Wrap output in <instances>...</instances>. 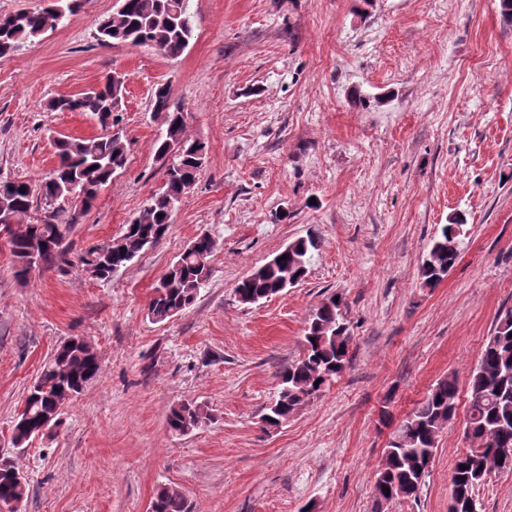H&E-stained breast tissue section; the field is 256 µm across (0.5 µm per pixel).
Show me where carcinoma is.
Returning a JSON list of instances; mask_svg holds the SVG:
<instances>
[{"mask_svg":"<svg viewBox=\"0 0 512 512\" xmlns=\"http://www.w3.org/2000/svg\"><path fill=\"white\" fill-rule=\"evenodd\" d=\"M79 6L80 0H44L41 7L0 18V58L43 34L51 21L62 24ZM193 33L189 0H121L120 9L100 23L97 37L104 45H147L166 56L177 57L187 49ZM171 96V86L161 83L151 98L152 111L166 126L165 134L157 140V153L162 158L172 157L164 172L165 182L118 240L94 246L79 257L84 270L95 279L111 278L167 233L172 213L194 186L205 163L206 145L183 136L184 115L172 108ZM121 101L122 85L109 78L99 90L61 98L50 109L91 112L104 127L112 128L118 125ZM55 148L58 161L46 178L38 182L0 181L5 203L18 224L14 230L7 229L6 234L11 236V252L17 262L15 275L21 280L32 270L28 258L34 252L39 257V268L67 262L65 240L76 223L75 216L55 208L41 221L30 223L34 199L40 197L50 206L73 196L88 208L100 188L127 162L128 143L119 132L88 140L61 139ZM464 234L465 221L459 217L441 227L419 268L424 285L435 287L456 265ZM318 247L319 238L312 233L290 242L238 283L235 293L239 302L254 304L281 293L287 284L296 285L307 274L312 252ZM215 250L216 243L206 232L189 241L153 289L147 305L151 320L163 322L194 302L211 276ZM343 307V298L331 296L307 321L304 354L281 371L277 398L264 414L268 425L277 426L288 419L345 368L350 336ZM99 371L97 353L91 352L87 343L78 336L64 341L43 364L30 387L13 422L12 444L17 448L26 446L38 436L47 419L58 422L65 407ZM468 388L466 437L470 446L455 460L452 484L456 486V498L448 512H479L476 487L485 480L497 457L512 458V308L497 316L468 379ZM457 393L454 377L438 380L401 422L384 451L387 475L374 484L377 497L412 498L419 494L426 476L421 464L433 457L437 438L455 413ZM209 419L207 406L183 402L171 407L167 425L171 432L187 435ZM28 496L29 482L19 484L0 476V503H21ZM151 505L152 512H188L182 493L165 485L157 489Z\"/></svg>","mask_w":512,"mask_h":512,"instance_id":"1","label":"carcinoma"}]
</instances>
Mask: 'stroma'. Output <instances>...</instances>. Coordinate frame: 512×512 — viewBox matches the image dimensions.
<instances>
[{"instance_id":"35a3bbf8","label":"stroma","mask_w":512,"mask_h":512,"mask_svg":"<svg viewBox=\"0 0 512 512\" xmlns=\"http://www.w3.org/2000/svg\"><path fill=\"white\" fill-rule=\"evenodd\" d=\"M194 37L175 59L103 45L115 0H84L64 25L0 58V178L40 180L56 139L102 134L89 112L50 103L126 77L127 163L66 242L67 263L15 276L0 234V455L30 483L20 512H150L171 485L190 512H448L468 377L512 307V22L499 0H190ZM170 84L185 134L205 143L167 234L109 280L78 261L117 240L164 183V127L150 98ZM463 216L460 258L433 288L421 260ZM208 232L212 273L185 311L154 322L153 288ZM316 234L306 276L257 304L235 287L291 241ZM342 295L344 370L287 422L262 417L304 327ZM86 338L101 370L56 428L13 447L12 422L64 340ZM457 407L417 497L377 499L375 470L399 424L441 378ZM210 421L172 434L174 404ZM512 512V472L477 488Z\"/></svg>"}]
</instances>
